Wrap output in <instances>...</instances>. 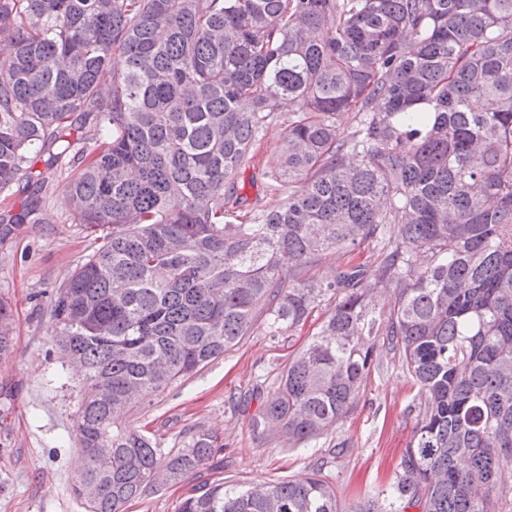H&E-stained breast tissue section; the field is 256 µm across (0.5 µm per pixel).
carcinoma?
Returning <instances> with one entry per match:
<instances>
[{
	"mask_svg": "<svg viewBox=\"0 0 512 512\" xmlns=\"http://www.w3.org/2000/svg\"><path fill=\"white\" fill-rule=\"evenodd\" d=\"M0 45V189L27 185L20 211L0 209V239L67 159L74 221L97 242L51 305V335L85 369L73 491L89 512H126L220 447L199 428L166 451L122 411L257 316L281 336L325 301L253 429L293 446L327 434L394 352L417 422L392 502L367 494L349 512H512V0H0ZM282 112L267 176L288 195L235 223L224 186ZM368 242L369 268L353 262ZM330 249L345 266L308 276ZM12 318L0 299V356ZM179 512L343 510L318 468L208 485Z\"/></svg>",
	"mask_w": 512,
	"mask_h": 512,
	"instance_id": "1",
	"label": "carcinoma"
}]
</instances>
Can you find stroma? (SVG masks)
<instances>
[{
	"mask_svg": "<svg viewBox=\"0 0 512 512\" xmlns=\"http://www.w3.org/2000/svg\"><path fill=\"white\" fill-rule=\"evenodd\" d=\"M286 125L281 116L260 131L253 166L235 180L239 214L268 211L283 201L259 168L279 151ZM71 173L66 166L47 172L32 221L0 239V297L14 308V347L0 357V387L10 392L0 401V512H87L73 491L83 373L61 356L50 315L57 288L92 251L65 200ZM324 316V307H317L301 330L276 338L256 324L223 357L125 414L121 426L149 429L164 449L199 428L217 434L223 446L199 475L157 487L129 503L127 512H179L203 483L263 484L298 478L320 465L335 475L343 505L384 489L417 416L415 390L393 355L380 358L354 411L306 447H289L285 437L251 427L264 395Z\"/></svg>",
	"mask_w": 512,
	"mask_h": 512,
	"instance_id": "obj_1",
	"label": "stroma"
}]
</instances>
